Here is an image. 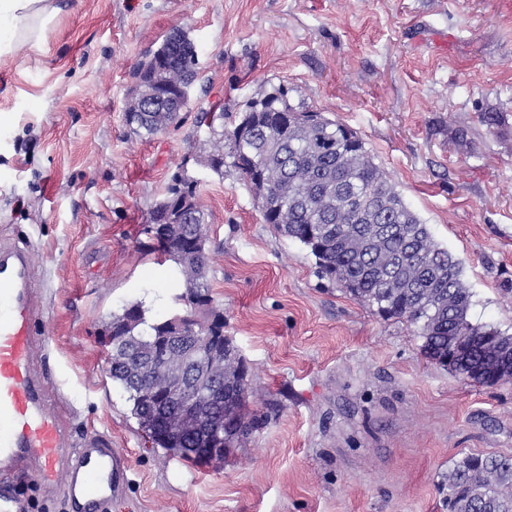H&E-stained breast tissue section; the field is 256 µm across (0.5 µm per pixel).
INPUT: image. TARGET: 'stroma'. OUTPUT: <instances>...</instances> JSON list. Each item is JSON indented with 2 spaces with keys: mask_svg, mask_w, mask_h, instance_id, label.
Masks as SVG:
<instances>
[{
  "mask_svg": "<svg viewBox=\"0 0 512 512\" xmlns=\"http://www.w3.org/2000/svg\"><path fill=\"white\" fill-rule=\"evenodd\" d=\"M44 44L0 62V236L30 242L44 281L47 378L74 437L130 455L110 512H448L463 453L512 456V383L428 360L414 327L321 279L263 222L211 142L276 86L363 139L434 239L458 258L471 319L512 331V0H55ZM198 78L176 127L134 134L132 71L172 29ZM223 104L224 122L205 114ZM501 123L488 131L482 113ZM198 182L210 294L265 418L218 468L152 447L108 377L113 311L182 308L143 227L173 178Z\"/></svg>",
  "mask_w": 512,
  "mask_h": 512,
  "instance_id": "stroma-1",
  "label": "stroma"
}]
</instances>
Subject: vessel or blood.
Instances as JSON below:
<instances>
[{
    "label": "vessel or blood",
    "instance_id": "b4317fda",
    "mask_svg": "<svg viewBox=\"0 0 512 512\" xmlns=\"http://www.w3.org/2000/svg\"><path fill=\"white\" fill-rule=\"evenodd\" d=\"M38 296L30 249L0 239V512H27L21 476L48 496L64 489L71 512H108L126 489L129 459L106 434L73 441L37 360Z\"/></svg>",
    "mask_w": 512,
    "mask_h": 512
}]
</instances>
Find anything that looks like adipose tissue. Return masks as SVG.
Masks as SVG:
<instances>
[{
    "label": "adipose tissue",
    "mask_w": 512,
    "mask_h": 512,
    "mask_svg": "<svg viewBox=\"0 0 512 512\" xmlns=\"http://www.w3.org/2000/svg\"><path fill=\"white\" fill-rule=\"evenodd\" d=\"M55 11L53 0H0V57L16 43L40 41Z\"/></svg>",
    "instance_id": "adipose-tissue-1"
}]
</instances>
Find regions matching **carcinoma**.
Wrapping results in <instances>:
<instances>
[{"instance_id":"obj_1","label":"carcinoma","mask_w":512,"mask_h":512,"mask_svg":"<svg viewBox=\"0 0 512 512\" xmlns=\"http://www.w3.org/2000/svg\"><path fill=\"white\" fill-rule=\"evenodd\" d=\"M158 54L163 63L147 68L140 63L133 72L137 83L130 92L135 103L126 110V121L136 134L166 131L174 110L184 106L168 99L144 110L159 85L186 87L198 78L186 35L164 41ZM223 136L264 222L302 244L322 277L382 316L417 325L422 352L430 361L482 386L512 382V334L470 320L473 293L461 262L435 241L429 225L373 162L356 131L309 116V108L294 103L280 86L247 101L241 122ZM265 187L269 195L262 197ZM187 193L192 195L193 223H160ZM144 232L177 265L186 291L206 305L212 303L205 213L196 191L180 176L156 203ZM165 323L148 321L140 301L112 313L106 322L112 330L109 379L128 393L130 415L153 447L204 465L198 448L207 440L231 436L233 448L242 442L240 429L250 432L262 425V416L247 408L249 368L219 323L214 335L224 354L204 356L200 363L224 375V399H212L209 381H200L195 402L205 423L196 432L180 431L176 423L182 404L172 396L162 414L150 395L168 387L170 372L178 365V355L163 350ZM130 345L158 353L145 384L134 380L127 364ZM443 485L448 488V512H512V456L466 453L453 462Z\"/></svg>"}]
</instances>
